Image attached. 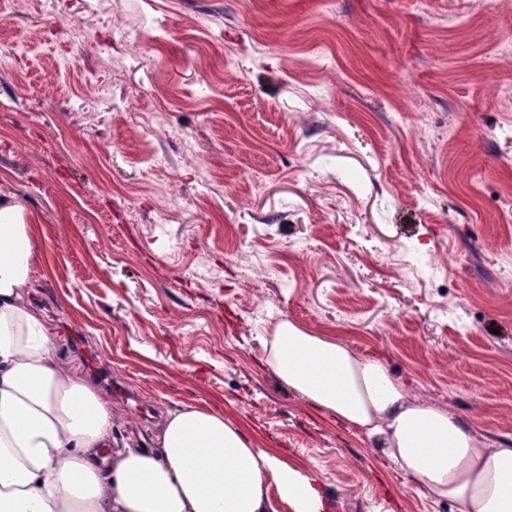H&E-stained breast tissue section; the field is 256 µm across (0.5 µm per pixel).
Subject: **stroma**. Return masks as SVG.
Masks as SVG:
<instances>
[{
	"label": "stroma",
	"instance_id": "1",
	"mask_svg": "<svg viewBox=\"0 0 512 512\" xmlns=\"http://www.w3.org/2000/svg\"><path fill=\"white\" fill-rule=\"evenodd\" d=\"M512 0H5L0 197L27 301L153 446L185 407L325 512H458L267 365L280 321L512 445ZM124 387L154 408L140 417Z\"/></svg>",
	"mask_w": 512,
	"mask_h": 512
}]
</instances>
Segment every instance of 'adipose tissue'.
<instances>
[{
    "mask_svg": "<svg viewBox=\"0 0 512 512\" xmlns=\"http://www.w3.org/2000/svg\"><path fill=\"white\" fill-rule=\"evenodd\" d=\"M31 217L0 202V512H322L318 478L208 409L171 415L151 448L112 447V408L57 356L26 302ZM276 376L378 439L404 479L460 512H512V447L492 448L448 409L411 398L384 360L282 322Z\"/></svg>",
    "mask_w": 512,
    "mask_h": 512,
    "instance_id": "adipose-tissue-1",
    "label": "adipose tissue"
}]
</instances>
